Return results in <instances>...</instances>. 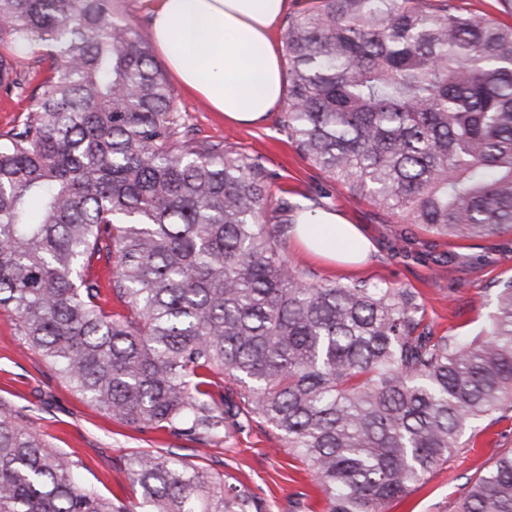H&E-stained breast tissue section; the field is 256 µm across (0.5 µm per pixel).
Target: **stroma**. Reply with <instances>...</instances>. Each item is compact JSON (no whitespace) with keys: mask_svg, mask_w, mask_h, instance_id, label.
I'll use <instances>...</instances> for the list:
<instances>
[{"mask_svg":"<svg viewBox=\"0 0 512 512\" xmlns=\"http://www.w3.org/2000/svg\"><path fill=\"white\" fill-rule=\"evenodd\" d=\"M179 111L192 137L224 141L265 169L268 213L282 203L321 204L358 225L376 246L361 268H346L302 253L287 243L286 257L317 281L383 282L418 291L426 321L437 334L474 335L493 309L498 284L512 278V233L460 239L435 235L352 198L302 158L276 111L259 124L228 122L207 103L172 82ZM0 408L80 464L84 483L104 496L129 502L140 497L127 472L142 451L169 450L204 471L244 485L265 512H323L324 495L307 466L289 453L278 432L261 420L219 444H198L164 430L139 429L112 419L76 391L58 368L29 347L15 330V316L0 309ZM464 447L422 484L385 507V512H455L467 482L482 474L498 453L512 449V412L499 422H478Z\"/></svg>","mask_w":512,"mask_h":512,"instance_id":"35a3bbf8","label":"stroma"}]
</instances>
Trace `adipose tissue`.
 <instances>
[{"instance_id": "ef3b65f1", "label": "adipose tissue", "mask_w": 512, "mask_h": 512, "mask_svg": "<svg viewBox=\"0 0 512 512\" xmlns=\"http://www.w3.org/2000/svg\"><path fill=\"white\" fill-rule=\"evenodd\" d=\"M287 9L288 0H152L151 44L180 83L225 119L256 123L284 98L273 32ZM294 233L301 249L333 263L362 262L374 249L332 211L304 212Z\"/></svg>"}]
</instances>
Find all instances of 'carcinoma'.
Listing matches in <instances>:
<instances>
[{
	"mask_svg": "<svg viewBox=\"0 0 512 512\" xmlns=\"http://www.w3.org/2000/svg\"><path fill=\"white\" fill-rule=\"evenodd\" d=\"M0 47V88L30 100L0 133V307L100 409L203 443L256 416L325 512H383L512 411V279L469 339L437 335L409 288L311 279L281 251L265 170L189 136L112 0H0ZM283 52L284 127L336 185L438 235L512 231V23L455 0H310ZM75 470L0 411V512H265L159 451L132 460L139 511ZM456 512H512V450Z\"/></svg>",
	"mask_w": 512,
	"mask_h": 512,
	"instance_id": "cac0c4a2",
	"label": "carcinoma"
}]
</instances>
